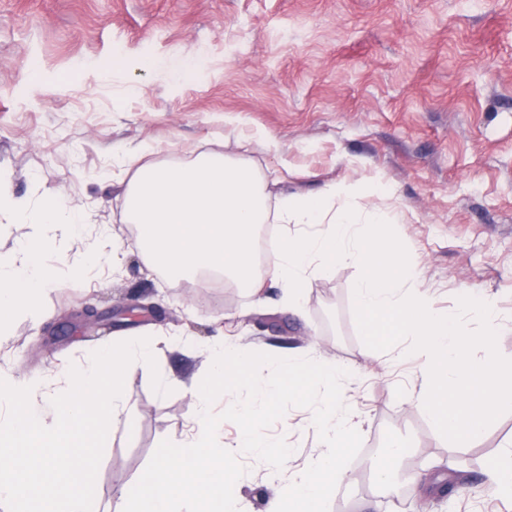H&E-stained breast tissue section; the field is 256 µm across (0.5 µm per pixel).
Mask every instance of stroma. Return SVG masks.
Segmentation results:
<instances>
[{
  "instance_id": "obj_1",
  "label": "stroma",
  "mask_w": 512,
  "mask_h": 512,
  "mask_svg": "<svg viewBox=\"0 0 512 512\" xmlns=\"http://www.w3.org/2000/svg\"><path fill=\"white\" fill-rule=\"evenodd\" d=\"M210 151L253 162L274 198L381 183L414 288L447 311L461 289L479 288L512 316V0H0V171L16 195L83 207L84 223L53 241L57 265L105 226L122 250L119 272L66 279L40 319L15 321L0 338V370L51 393L61 371L113 339L150 336L172 389L155 393L147 370L126 374L131 421L108 433L96 512H122L159 443L186 438L201 409L192 388L219 338L347 370L342 399L362 445L329 512H512L483 485L512 439V412L469 446L438 437L404 344L368 355L354 266L319 273L297 310L267 277L252 295L152 266L113 160L176 165ZM88 307L99 324L80 320ZM310 417L293 407L268 429L293 449L281 470L242 458V512H264L321 448ZM395 439L430 483L426 497L397 504L374 481L370 459Z\"/></svg>"
}]
</instances>
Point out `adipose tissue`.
Returning a JSON list of instances; mask_svg holds the SVG:
<instances>
[{
	"instance_id": "obj_1",
	"label": "adipose tissue",
	"mask_w": 512,
	"mask_h": 512,
	"mask_svg": "<svg viewBox=\"0 0 512 512\" xmlns=\"http://www.w3.org/2000/svg\"><path fill=\"white\" fill-rule=\"evenodd\" d=\"M8 178L0 174V219L23 224L27 237L16 249L0 253V335H6L16 317L35 315L38 301L47 291L59 287L63 276L81 278L90 272L114 265L119 248L106 240L89 245L81 260L61 270L49 263L45 254L50 247V230L69 229L83 223L81 207L66 206L54 198L31 200L14 197L7 186Z\"/></svg>"
}]
</instances>
